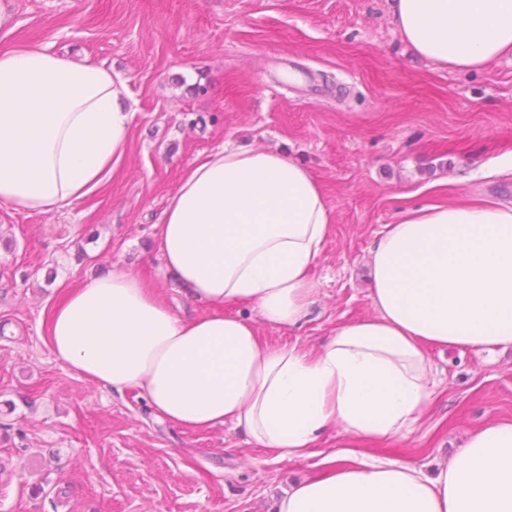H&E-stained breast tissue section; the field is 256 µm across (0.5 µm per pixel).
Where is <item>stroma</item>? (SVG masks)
I'll return each instance as SVG.
<instances>
[{
	"instance_id": "obj_1",
	"label": "stroma",
	"mask_w": 512,
	"mask_h": 512,
	"mask_svg": "<svg viewBox=\"0 0 512 512\" xmlns=\"http://www.w3.org/2000/svg\"><path fill=\"white\" fill-rule=\"evenodd\" d=\"M0 51L37 45L100 64L128 89L127 153L102 187L43 214L0 204V512H275L328 454L436 469L490 421L512 422V346L429 345L431 402L395 438L330 428L279 459L224 424L159 420L58 359L52 308L134 271L182 317L213 309L174 286L154 226L186 170L224 143L281 149L333 215L300 327L252 320L262 343L319 348L373 316L371 250L415 207L512 202V63L434 65L399 35L391 0H0Z\"/></svg>"
}]
</instances>
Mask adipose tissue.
Listing matches in <instances>:
<instances>
[{"instance_id": "adipose-tissue-1", "label": "adipose tissue", "mask_w": 512, "mask_h": 512, "mask_svg": "<svg viewBox=\"0 0 512 512\" xmlns=\"http://www.w3.org/2000/svg\"><path fill=\"white\" fill-rule=\"evenodd\" d=\"M392 12L412 52L439 67L512 60V0H392ZM127 96L105 66L0 52V202L45 213L99 188L126 151ZM332 221L317 178L282 151L218 148L185 172L155 227L165 270L216 314L182 318L116 267L53 309L50 347L96 385L142 390L162 419L228 421L282 459L307 457L333 426L394 438L430 402L425 345H512V206L409 211L371 251L374 317L338 324L316 350L261 343L230 307L300 326ZM276 512H512V423L472 432L430 475L395 461L331 466Z\"/></svg>"}]
</instances>
